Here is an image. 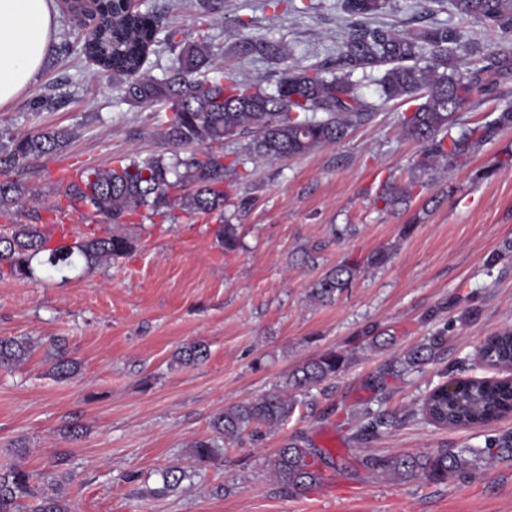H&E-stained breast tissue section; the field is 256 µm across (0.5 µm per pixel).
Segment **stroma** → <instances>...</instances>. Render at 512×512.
I'll use <instances>...</instances> for the list:
<instances>
[{"label": "stroma", "mask_w": 512, "mask_h": 512, "mask_svg": "<svg viewBox=\"0 0 512 512\" xmlns=\"http://www.w3.org/2000/svg\"><path fill=\"white\" fill-rule=\"evenodd\" d=\"M305 15L274 16L261 0H224L204 12L200 0H144L166 25L208 36L213 66L274 87L269 60L231 54L241 37L277 39L301 66L330 61L343 21L340 0H312ZM251 20L238 31L236 18ZM57 38L76 37L70 16L56 15ZM340 143L286 160L263 162L232 197L240 246L224 252L210 219L138 218L98 233L130 237L133 251L95 265L76 259L57 270L34 263L30 278L0 279V337H26L36 348L11 370L0 369V469L37 473L41 493L61 492L70 512H512V460L474 477L434 482L393 481L358 468L326 475L334 497L317 488L288 492L270 461L291 436L304 438L338 462L364 451L425 453L476 449L512 433V416L484 427L441 428L421 411L426 394L450 377L504 378L481 364V342L512 325V257L488 267L491 253L512 240V129L482 146L462 167L423 176L408 206L376 202L381 180L398 186L415 176L421 147L403 132L411 109L383 102ZM163 104L124 100L115 80L87 62L80 45L50 51L30 90L0 108V136L47 127L72 132L59 154L31 159L14 177L29 190L16 221L39 212L46 229L66 225L72 238L86 226L71 211L36 210L55 199L56 167L107 166L116 156L169 154L160 119ZM491 177H483V170ZM385 249L391 260L359 273L327 301L310 286L345 259ZM435 319H428L432 309ZM376 326L394 332L385 351L361 336ZM448 342L434 361L372 388L389 358L420 344L438 328ZM62 337L81 366L60 381L50 373L51 341ZM207 345L195 366L176 363L183 346ZM350 355L347 370L311 392L283 426L245 431L200 463L190 446L214 438L210 421L234 404L281 388L290 371L320 353ZM403 421L362 442L363 411ZM185 471L174 489L162 474Z\"/></svg>", "instance_id": "obj_1"}]
</instances>
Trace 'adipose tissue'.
Listing matches in <instances>:
<instances>
[{
	"label": "adipose tissue",
	"instance_id": "obj_1",
	"mask_svg": "<svg viewBox=\"0 0 512 512\" xmlns=\"http://www.w3.org/2000/svg\"><path fill=\"white\" fill-rule=\"evenodd\" d=\"M56 27L54 0H0V107L28 90Z\"/></svg>",
	"mask_w": 512,
	"mask_h": 512
}]
</instances>
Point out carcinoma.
Here are the masks:
<instances>
[{"label":"carcinoma","mask_w":512,"mask_h":512,"mask_svg":"<svg viewBox=\"0 0 512 512\" xmlns=\"http://www.w3.org/2000/svg\"><path fill=\"white\" fill-rule=\"evenodd\" d=\"M389 0H343L344 27L336 57L313 67L288 64L292 53L272 39L242 38L235 53L258 55L281 66L275 88L224 75L213 68L211 43L203 36L181 35L179 29H163L155 15L130 12L124 0H96L98 22L94 30L81 35L84 54L96 59L99 69L123 79L124 99L135 104L165 103L168 112L162 122L164 137L173 147L171 156L118 158L109 167L86 166L79 177L61 187L60 199L47 209L58 211L61 200H76L83 212L108 223L127 224L137 216L151 213L164 220H177L179 209L187 216L209 217L222 225L218 231L224 250L239 247L232 215L224 204L228 190L255 175L246 164L253 157L277 160L304 155L341 142L348 130L370 120L376 104L364 93L367 70L378 68L375 78L379 97L415 103L412 114L402 117L404 133L421 145L414 163L421 174L441 165H465L470 157L498 132L512 127V105L492 121L452 134L455 115L468 101L499 99L512 88V46L487 52L472 37L470 23L512 36V0H423L427 15L446 12L459 20L436 23L408 33L375 20ZM173 57L166 75L156 78L144 71L146 59L164 49ZM362 77L354 78L357 71ZM323 116H318V113ZM249 135L248 154L224 163L220 147L224 141ZM71 133L65 129H43L11 136L0 144V215L8 216L26 195L12 172L31 158L65 150ZM414 181L396 188L389 181L380 184L376 199L385 207L406 203ZM32 224H13L11 232L0 235V278H29L32 260L46 255L53 267H70L78 256L88 264L128 254L132 241L121 235L99 236L90 229L71 244H51L41 225L39 213L30 215ZM359 272L358 265L338 264L311 287L317 300L330 299L349 288ZM447 329L389 360L380 378L400 377L433 359L443 348ZM35 345L26 338H0V368H13L31 356ZM51 372L65 381L76 376L78 363L68 357L65 339L51 343ZM484 362L495 368L512 365V328L489 337L480 347ZM207 347L194 343L182 348L178 362L191 365L204 361ZM349 358L327 351L296 368L285 381L286 391L267 394L254 401L227 407L211 421L212 429L232 441L250 427L278 426L288 421L303 405L308 390L333 379L346 369ZM422 411L443 427L484 426L512 413V381L458 378L455 388L448 383L435 386L424 398ZM359 431L360 436H379L395 426L391 414H373ZM218 445L210 439L191 444L192 456L210 460ZM512 459V434L486 441L485 448L454 451L441 448L433 454H367L359 464L366 470L394 480L419 475L443 482L466 477L479 462ZM326 463L322 451L309 448L302 439H291L271 461L278 482L292 491L321 479L316 462ZM36 474L19 467L0 472V512H19L21 499L35 495ZM35 512H69L58 498L40 497Z\"/></svg>","instance_id":"cac0c4a2"}]
</instances>
